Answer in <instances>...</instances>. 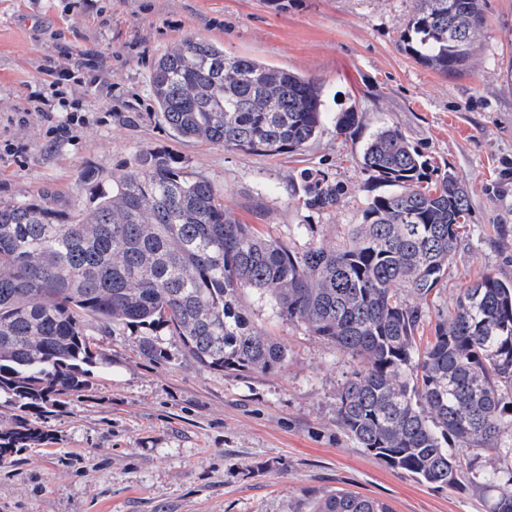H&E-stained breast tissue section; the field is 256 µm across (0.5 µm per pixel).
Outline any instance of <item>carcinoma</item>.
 Instances as JSON below:
<instances>
[{"instance_id": "cac0c4a2", "label": "carcinoma", "mask_w": 512, "mask_h": 512, "mask_svg": "<svg viewBox=\"0 0 512 512\" xmlns=\"http://www.w3.org/2000/svg\"><path fill=\"white\" fill-rule=\"evenodd\" d=\"M483 0H415L399 43L444 77L465 74ZM154 117L168 135L259 156L302 151L322 127L323 84L200 37L155 63ZM362 124L339 113L336 133ZM362 172L385 191L366 198L361 223L303 249L265 238L224 209L212 186L166 148L94 187L77 218L46 198L0 203V393L17 409L0 428V463L47 433L29 418L88 390L97 364L85 320L140 332L138 351L169 359L160 334L198 364L227 374L272 372L288 348L255 330L240 297L269 298L277 316L363 362L342 383L336 421L366 453L444 489L498 488L492 512H512V468L471 467L457 451L512 455V282L485 275L459 290L424 349L421 302L448 276L470 211L469 191L441 173L395 125L371 133ZM299 204L315 213L344 201L322 170L301 172ZM311 512H394L338 491Z\"/></svg>"}]
</instances>
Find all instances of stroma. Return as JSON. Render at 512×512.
Here are the masks:
<instances>
[{"label":"stroma","instance_id":"35a3bbf8","mask_svg":"<svg viewBox=\"0 0 512 512\" xmlns=\"http://www.w3.org/2000/svg\"><path fill=\"white\" fill-rule=\"evenodd\" d=\"M414 0H0V140L25 145L0 155V201L53 196L78 216L93 186L165 147L208 181L227 211L261 233L304 248L359 223L371 186L359 165L376 127L398 126L441 170L470 187L467 234L448 276L423 306L429 322L485 274L512 281V0H485L468 74L444 78L405 52L398 30ZM202 37L232 56L319 79L323 126L299 154L274 158L180 141L151 115L153 63L181 39ZM94 58L105 81L73 89L88 121L52 140L47 124L12 113L30 108L47 65L76 69ZM354 108L357 134H337V112ZM322 170L346 190L333 211L299 206L303 170ZM253 326L288 348L271 373L201 367L178 341L158 363L128 329L88 320L99 357L89 390L68 397L41 424L43 442L0 465V512H310L341 490L394 512H490L495 491L433 489L367 455L336 421V395L359 363L341 348L275 315L245 291Z\"/></svg>","mask_w":512,"mask_h":512}]
</instances>
